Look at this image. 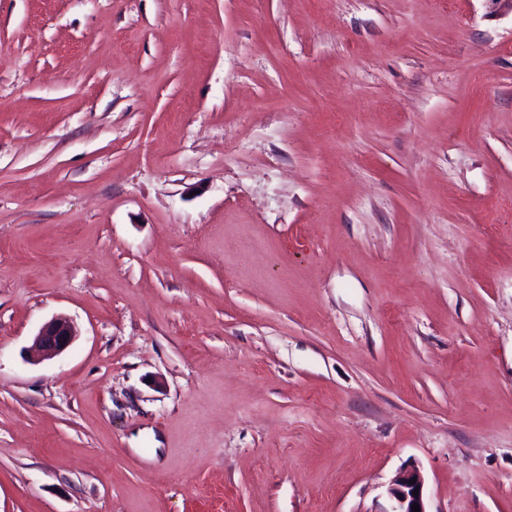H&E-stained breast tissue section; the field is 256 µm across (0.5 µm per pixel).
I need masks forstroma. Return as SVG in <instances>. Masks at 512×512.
Returning a JSON list of instances; mask_svg holds the SVG:
<instances>
[{
	"label": "stroma",
	"instance_id": "1",
	"mask_svg": "<svg viewBox=\"0 0 512 512\" xmlns=\"http://www.w3.org/2000/svg\"><path fill=\"white\" fill-rule=\"evenodd\" d=\"M406 467L512 512V0H0V512ZM76 336L72 322L64 316H56L45 323L34 339V348L42 359H51L64 352Z\"/></svg>",
	"mask_w": 512,
	"mask_h": 512
}]
</instances>
